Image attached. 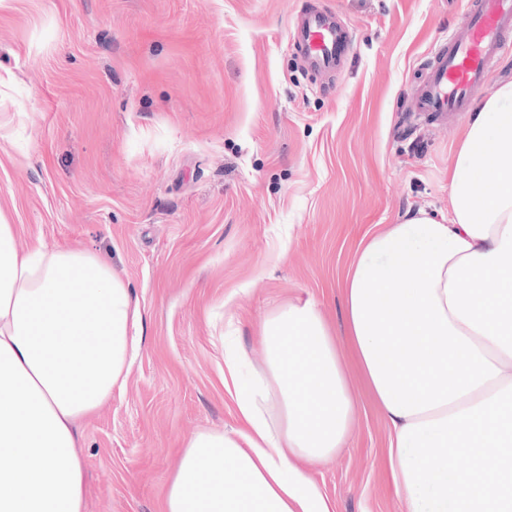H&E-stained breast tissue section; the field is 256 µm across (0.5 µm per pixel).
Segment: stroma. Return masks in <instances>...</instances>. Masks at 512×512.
Masks as SVG:
<instances>
[{
  "label": "stroma",
  "instance_id": "35a3bbf8",
  "mask_svg": "<svg viewBox=\"0 0 512 512\" xmlns=\"http://www.w3.org/2000/svg\"><path fill=\"white\" fill-rule=\"evenodd\" d=\"M472 0H0V214L111 263L144 316L122 388L80 426L85 512H164L187 439L235 426L224 333L254 362L277 306L344 326L363 237L452 207L469 115L414 90ZM318 6L352 39L335 73L285 33ZM347 445L310 465L335 512H400L388 429L355 365Z\"/></svg>",
  "mask_w": 512,
  "mask_h": 512
}]
</instances>
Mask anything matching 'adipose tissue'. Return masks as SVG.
Here are the masks:
<instances>
[{
  "instance_id": "obj_1",
  "label": "adipose tissue",
  "mask_w": 512,
  "mask_h": 512,
  "mask_svg": "<svg viewBox=\"0 0 512 512\" xmlns=\"http://www.w3.org/2000/svg\"><path fill=\"white\" fill-rule=\"evenodd\" d=\"M448 186L449 215L362 241L343 335L290 303L259 326L261 366L225 354L239 425L189 438L166 512H334L307 465L358 417L350 358L389 428L401 512H512V82L473 108ZM17 234L0 219V512H83L79 425L123 386L141 312L105 259Z\"/></svg>"
}]
</instances>
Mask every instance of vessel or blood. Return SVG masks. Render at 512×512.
<instances>
[{
    "instance_id": "b4317fda",
    "label": "vessel or blood",
    "mask_w": 512,
    "mask_h": 512,
    "mask_svg": "<svg viewBox=\"0 0 512 512\" xmlns=\"http://www.w3.org/2000/svg\"><path fill=\"white\" fill-rule=\"evenodd\" d=\"M512 33V0H478L434 52L416 92L426 116L466 111L492 83L490 64ZM291 44L312 69L334 73L348 47L345 30L324 12H303L289 33Z\"/></svg>"
}]
</instances>
